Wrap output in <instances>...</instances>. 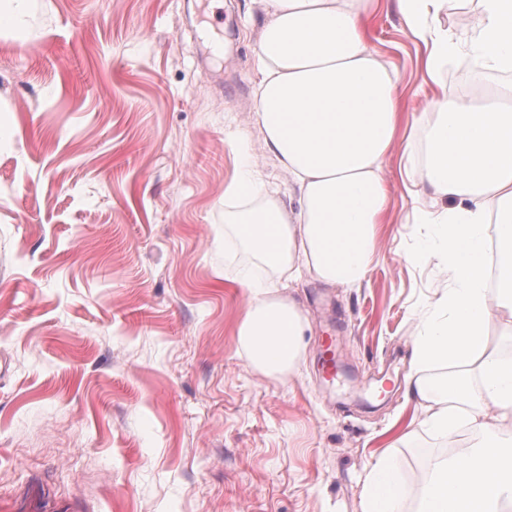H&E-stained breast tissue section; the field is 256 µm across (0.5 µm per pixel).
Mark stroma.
<instances>
[{
  "label": "stroma",
  "instance_id": "35a3bbf8",
  "mask_svg": "<svg viewBox=\"0 0 512 512\" xmlns=\"http://www.w3.org/2000/svg\"><path fill=\"white\" fill-rule=\"evenodd\" d=\"M254 0H32L29 41L0 34V512H361L373 458L412 491L448 439L401 436L416 313L448 285L429 234L432 194L406 175L419 144L383 165L391 194L358 288L303 278L300 365L280 379L238 347L242 275L257 259L224 236L241 155L287 197L253 123ZM397 74L401 127L440 91L482 98L425 50L393 0L369 29ZM342 368L323 371L327 340Z\"/></svg>",
  "mask_w": 512,
  "mask_h": 512
}]
</instances>
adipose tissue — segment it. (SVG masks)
<instances>
[{"mask_svg":"<svg viewBox=\"0 0 512 512\" xmlns=\"http://www.w3.org/2000/svg\"><path fill=\"white\" fill-rule=\"evenodd\" d=\"M260 78L253 122L287 172L296 206L259 200L250 157L224 190L225 236L271 270L248 279L237 328L249 365L277 378L305 349L308 321L279 294V275L359 287L378 254L389 189L382 168L400 132L398 77L371 49L380 0H257ZM480 20L457 32L441 21L452 0H394L409 33L424 42L426 78L442 84L449 63L512 72V0H478ZM409 141L422 158L411 174L435 199L456 204L424 215L432 233L416 257H440L449 283L417 314L407 394L424 410L420 430L476 439L457 461L430 459L417 512H512V358L486 343L491 315L512 320V107L441 94ZM442 366L443 376H427ZM408 486L387 455L365 477L362 512H403Z\"/></svg>","mask_w":512,"mask_h":512,"instance_id":"obj_1","label":"adipose tissue"}]
</instances>
